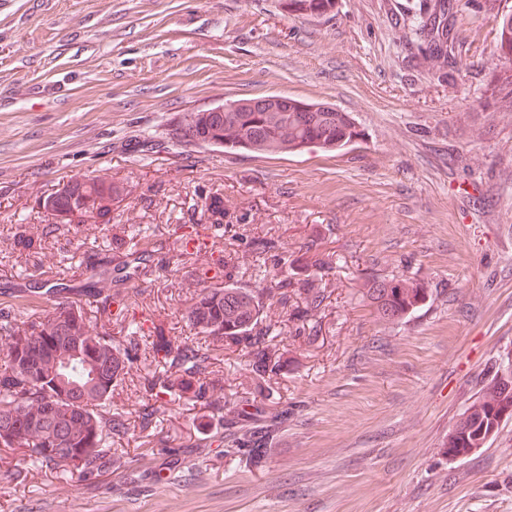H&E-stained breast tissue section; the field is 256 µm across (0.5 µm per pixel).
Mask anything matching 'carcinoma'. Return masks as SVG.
<instances>
[{
	"label": "carcinoma",
	"instance_id": "cac0c4a2",
	"mask_svg": "<svg viewBox=\"0 0 512 512\" xmlns=\"http://www.w3.org/2000/svg\"><path fill=\"white\" fill-rule=\"evenodd\" d=\"M288 14L297 17L325 16L336 7V0H281ZM420 29L428 30L431 39L426 50L432 59L448 61V38L445 13L447 4L437 0L424 5ZM496 50L511 64L500 75L512 95V14L499 23ZM185 143L207 144L226 150L243 149L273 155L297 152L309 145L339 152L359 137L355 119L328 104H310L289 97L270 111L241 99L226 112H185L175 130ZM117 188L107 174L70 179L44 198V209L52 214L76 212L92 216L103 210L104 223H112L107 205ZM210 223L220 226L224 220L222 200L215 196L206 206ZM65 234L60 224L35 228L29 237H19V244L38 253L47 239ZM139 229L127 230L125 257L144 267L152 254L138 248ZM112 270L81 288L61 282L50 290L55 296L91 297L102 311L110 310ZM292 281L284 276L266 287V297L273 301L288 300ZM376 315L381 319H398L412 313L424 300L422 288L408 278L391 276L374 279L365 292ZM256 296L229 284L205 286L189 309L188 320L198 333L219 336L224 341L249 349L255 368L267 367L264 345L280 334L277 326L260 325ZM115 318L124 324L127 345L120 347L86 319L79 308L57 306L22 327L5 322L0 325V360L7 367L0 373V447L15 448L31 462L41 465H64L93 470L103 464L108 435L117 418L110 409L112 393L121 376L139 358L162 365L149 381V403L144 418H151L167 404L162 395L173 397L176 391H193L199 398L207 390L202 380L211 375V356L193 344H172L153 326L156 336L148 340L143 322L119 307ZM512 417V366H501L496 376L462 413L448 433V456L465 457L481 448L499 429L501 422ZM96 447L93 455L84 449Z\"/></svg>",
	"mask_w": 512,
	"mask_h": 512
}]
</instances>
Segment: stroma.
<instances>
[{
	"instance_id": "35a3bbf8",
	"label": "stroma",
	"mask_w": 512,
	"mask_h": 512,
	"mask_svg": "<svg viewBox=\"0 0 512 512\" xmlns=\"http://www.w3.org/2000/svg\"><path fill=\"white\" fill-rule=\"evenodd\" d=\"M418 9L337 0L298 18L279 0H0V313H44L26 278L82 285L103 258L122 266L111 231L81 224L63 261L13 246L18 225L52 223L47 195L107 170L113 223L145 228L161 252L124 304L207 349L225 401L182 399L145 423L153 368L137 362L112 398L124 427L111 461L86 474L0 447V512H512V418L474 454L446 452L512 355V102L495 90L494 53L512 0H461L444 69L420 60ZM272 93L351 113L361 136L339 153L279 155L171 137L181 113ZM215 195L218 230L203 217ZM182 224L208 241L198 267L227 262L251 292L283 271L305 278L309 256L333 259L316 314L262 304L261 321L281 327L266 372L190 327L194 295L173 261ZM392 275L425 299L381 320L363 285Z\"/></svg>"
}]
</instances>
